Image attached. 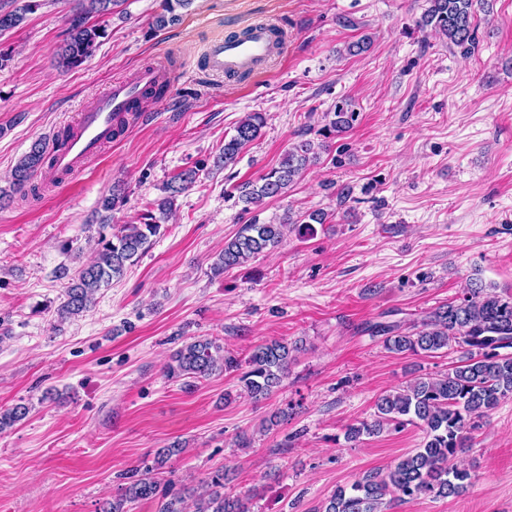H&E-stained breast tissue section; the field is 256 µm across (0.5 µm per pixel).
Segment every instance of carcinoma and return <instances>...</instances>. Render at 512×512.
Instances as JSON below:
<instances>
[{"label": "carcinoma", "instance_id": "carcinoma-1", "mask_svg": "<svg viewBox=\"0 0 512 512\" xmlns=\"http://www.w3.org/2000/svg\"><path fill=\"white\" fill-rule=\"evenodd\" d=\"M124 0H84L69 20L66 37L59 46L56 62L64 69H76L96 51L106 29L90 22V16H104ZM191 0H164L163 12L157 14L153 27L161 29L177 20L175 6L185 7ZM421 28H431L448 38V42L465 54L476 44L473 23L474 0H428ZM40 0L27 3L14 11L0 12V31L16 28L26 14L36 10ZM356 112L347 103H338L329 122L334 131L343 132L353 126ZM265 124V116L252 112L241 119L235 135L224 142L216 167L227 168L237 163L242 149L256 140ZM47 146L35 140L13 173L19 192L38 193L32 178L47 166ZM320 155L310 141L294 145L286 152L279 166L260 177V183L240 186L241 198L247 204L284 195L295 178ZM199 178V169L188 168L167 183L168 197L157 204L158 214H141L140 223L116 227L101 219L94 260L65 288L63 300L56 309L60 323L87 312L99 288L123 275L126 267L135 264L159 237L163 221L172 209V200L190 189ZM326 222L321 211L288 217L286 223L298 225L303 235L312 225ZM284 236L282 224H246L233 238L225 241L211 265L213 273L241 266L250 259L277 247ZM374 336L382 338L383 346L396 353L433 354L443 349H457L460 357L448 372L417 377L405 388L384 394L377 399L376 412L370 421H361L347 429V439L357 441L386 429L399 430L408 425L421 429L419 448L399 457L384 470H370L349 486L340 487L315 512H392L396 507L422 497L450 498L458 496L469 484L472 475L460 467L456 459L468 447L470 432L479 421L494 410L500 401L512 396V296L503 297L478 281L470 284L465 296L450 301L421 315L413 329L401 332L392 325L369 327ZM299 347L284 340L257 345L246 361L224 353V347L209 338H196L185 343L171 356L165 367L168 378L194 380L216 373L238 372L241 388L259 401L278 389L288 375ZM29 406L23 402L0 411V432L25 419ZM184 451L176 443L157 451L153 465L145 466L143 474H124L126 483L118 494L104 501L99 512H129V504L144 499L158 500V512H249L247 502L224 495V470L215 471L197 491L176 488L168 479L160 482L152 472L161 470L174 456Z\"/></svg>", "mask_w": 512, "mask_h": 512}]
</instances>
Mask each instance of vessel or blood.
<instances>
[{
    "mask_svg": "<svg viewBox=\"0 0 512 512\" xmlns=\"http://www.w3.org/2000/svg\"><path fill=\"white\" fill-rule=\"evenodd\" d=\"M274 48L271 24L260 22L244 34L212 43L206 51V68L212 73L244 75L254 72ZM163 69H145L129 81L116 82L81 112L66 145L52 154V167L46 178L55 183L72 179L110 143L120 117L132 109L143 91L166 80Z\"/></svg>",
    "mask_w": 512,
    "mask_h": 512,
    "instance_id": "vessel-or-blood-1",
    "label": "vessel or blood"
}]
</instances>
